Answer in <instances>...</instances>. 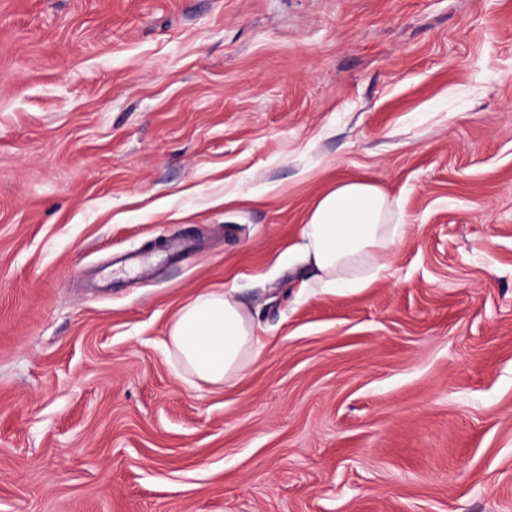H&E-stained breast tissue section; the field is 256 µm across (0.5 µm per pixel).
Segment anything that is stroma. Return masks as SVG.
Listing matches in <instances>:
<instances>
[{"instance_id": "1", "label": "stroma", "mask_w": 512, "mask_h": 512, "mask_svg": "<svg viewBox=\"0 0 512 512\" xmlns=\"http://www.w3.org/2000/svg\"><path fill=\"white\" fill-rule=\"evenodd\" d=\"M345 180L405 233L326 292ZM0 512H512V0H0ZM258 315L235 289L205 290L172 318L170 351L193 381L222 386L241 376L258 356Z\"/></svg>"}]
</instances>
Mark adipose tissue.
<instances>
[{"label": "adipose tissue", "instance_id": "obj_1", "mask_svg": "<svg viewBox=\"0 0 512 512\" xmlns=\"http://www.w3.org/2000/svg\"><path fill=\"white\" fill-rule=\"evenodd\" d=\"M397 225L385 194L360 180L337 183L310 209L301 229V257L320 288L351 286L367 261L386 269ZM258 312L235 290H206L171 320L172 355L193 380L221 386L241 376L261 348Z\"/></svg>", "mask_w": 512, "mask_h": 512}]
</instances>
